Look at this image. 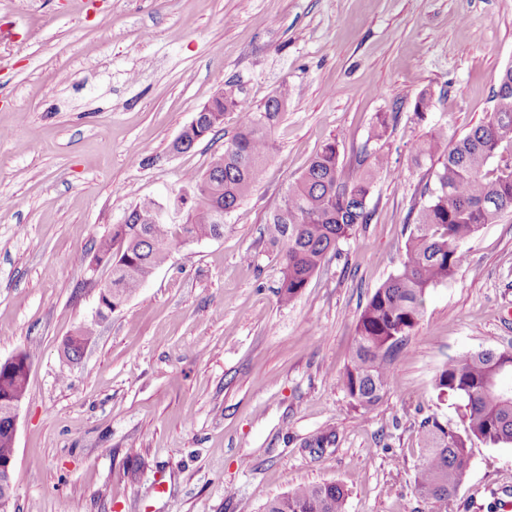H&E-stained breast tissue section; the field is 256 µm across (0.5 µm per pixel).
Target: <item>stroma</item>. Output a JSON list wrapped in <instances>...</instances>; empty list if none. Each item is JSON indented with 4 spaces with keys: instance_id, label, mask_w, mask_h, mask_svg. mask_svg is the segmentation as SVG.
Listing matches in <instances>:
<instances>
[{
    "instance_id": "35a3bbf8",
    "label": "stroma",
    "mask_w": 512,
    "mask_h": 512,
    "mask_svg": "<svg viewBox=\"0 0 512 512\" xmlns=\"http://www.w3.org/2000/svg\"><path fill=\"white\" fill-rule=\"evenodd\" d=\"M84 2L0 0V360L34 351L15 512H263L326 481L347 490L346 512H500L510 444L473 442L448 503L419 497L414 477L422 420L463 426L462 407L436 397L439 370L512 347V215L482 228L456 278L427 295L373 410L355 409L337 377L436 184L442 155L415 161L414 145L435 126L458 139L493 109L512 65V0ZM228 81L253 112L281 85L293 91L264 180L223 237L182 247L96 319L109 273L82 255L126 207L168 204L201 179L238 113L187 153L170 145ZM379 112L396 119L377 140ZM332 139L344 177L376 153L390 170L370 223L283 305L266 222ZM90 321L94 340L67 361L62 340Z\"/></svg>"
}]
</instances>
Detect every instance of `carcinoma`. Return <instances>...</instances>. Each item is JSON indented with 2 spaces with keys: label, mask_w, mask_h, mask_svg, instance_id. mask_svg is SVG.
<instances>
[{
  "label": "carcinoma",
  "mask_w": 512,
  "mask_h": 512,
  "mask_svg": "<svg viewBox=\"0 0 512 512\" xmlns=\"http://www.w3.org/2000/svg\"><path fill=\"white\" fill-rule=\"evenodd\" d=\"M291 92L281 86L258 112H247L237 132L215 154L191 190L193 201L176 223L155 220L137 206L127 209L112 234L94 243L92 257L112 258V308L120 307L167 263L186 241L215 238L224 232L216 223L218 208L229 215L262 182L271 149V132L288 105ZM243 100L233 84L197 112L198 127L187 130V149L212 134L224 113L242 110ZM512 148V70H503L494 94V107L482 124L456 140L445 128L432 127L414 147L416 158L443 152L436 187L418 209L399 269L368 298L361 310L348 362L339 385L363 411L377 406L392 385L390 364L406 346L419 324L426 294L452 281L465 258L466 245L486 224L512 214V160L500 156ZM494 169H489L492 162ZM385 160L376 156L350 179L342 177L338 142L327 141L306 170L288 186L282 206L271 215L269 243L281 247L283 275L279 301H293L328 253L338 250L359 224H367V207L375 173ZM96 336V324L79 326L63 341L61 352L81 359ZM438 397L460 400L465 427L458 430L437 417L423 423L420 466L415 476L418 494L448 502L465 475L472 444H512V350L480 348L446 363L434 380ZM28 380L17 372L0 371V400L26 399ZM9 419L0 409V462L15 455ZM347 491L337 482L300 485L267 500L264 512H345Z\"/></svg>",
  "instance_id": "cac0c4a2"
}]
</instances>
